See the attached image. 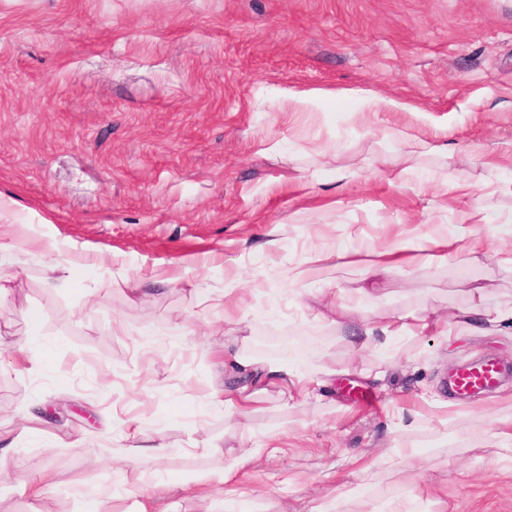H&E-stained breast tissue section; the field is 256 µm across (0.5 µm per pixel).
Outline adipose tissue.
Wrapping results in <instances>:
<instances>
[{"label":"adipose tissue","mask_w":512,"mask_h":512,"mask_svg":"<svg viewBox=\"0 0 512 512\" xmlns=\"http://www.w3.org/2000/svg\"><path fill=\"white\" fill-rule=\"evenodd\" d=\"M459 248L458 238L432 237L426 234L417 236L415 245L401 244L392 248L361 252L358 250L340 253L334 256L321 254L315 257V264L336 262L337 266L359 268L363 278L355 287V294L363 300H375L376 290L382 278L394 268L411 264L417 253H429L431 258L447 262ZM464 286L470 296V305L463 310L449 314L448 319L455 325L465 328L476 335L492 331L512 329V303H506L490 310L485 306L487 284L478 278L465 281ZM439 317L430 307H422L413 313L411 322L396 320L380 323L364 322L354 327L347 338L350 346L384 347L393 340L404 336H420L437 326ZM250 381L241 387L225 392L223 403L226 408L246 411L258 403L260 395L268 387L280 388L288 400L308 399L322 386L324 377L332 376V368L322 366L317 372L309 373L285 363L266 364L256 360L246 361Z\"/></svg>","instance_id":"adipose-tissue-1"}]
</instances>
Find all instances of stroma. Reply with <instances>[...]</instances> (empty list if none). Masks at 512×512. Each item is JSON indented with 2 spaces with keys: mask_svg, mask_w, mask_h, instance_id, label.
Wrapping results in <instances>:
<instances>
[{
  "mask_svg": "<svg viewBox=\"0 0 512 512\" xmlns=\"http://www.w3.org/2000/svg\"><path fill=\"white\" fill-rule=\"evenodd\" d=\"M294 87L327 96L304 111ZM396 130L439 150L404 158ZM0 199V512H38L23 485L43 477L50 512H138L163 479L160 512H512L486 434L512 379L455 405L444 385L466 358L512 368L511 331L362 350L315 318L444 314L470 277L494 305L512 268L422 260L374 304L349 295L356 268L319 269L315 300L290 280L423 233L512 250V0H0ZM228 351L336 374L321 399L272 388L230 416L215 399L249 378ZM158 430L163 457L121 460ZM400 441L427 450L403 471L384 461Z\"/></svg>",
  "mask_w": 512,
  "mask_h": 512,
  "instance_id": "1",
  "label": "stroma"
}]
</instances>
